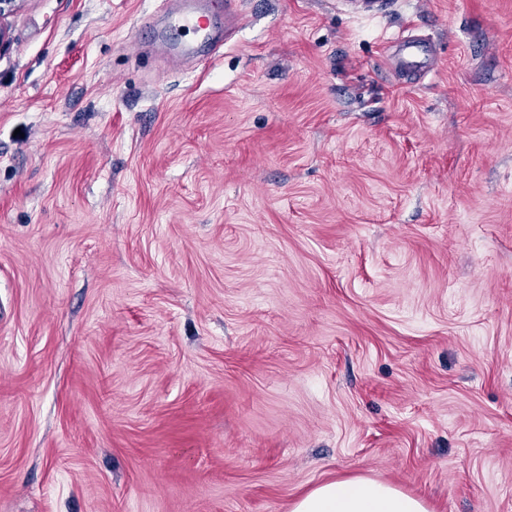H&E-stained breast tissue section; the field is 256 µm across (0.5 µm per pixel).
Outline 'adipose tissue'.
Masks as SVG:
<instances>
[{
	"instance_id": "adipose-tissue-1",
	"label": "adipose tissue",
	"mask_w": 512,
	"mask_h": 512,
	"mask_svg": "<svg viewBox=\"0 0 512 512\" xmlns=\"http://www.w3.org/2000/svg\"><path fill=\"white\" fill-rule=\"evenodd\" d=\"M291 512H429L402 490L367 477L317 485L296 500Z\"/></svg>"
}]
</instances>
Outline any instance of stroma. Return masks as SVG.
<instances>
[{"instance_id": "obj_1", "label": "stroma", "mask_w": 512, "mask_h": 512, "mask_svg": "<svg viewBox=\"0 0 512 512\" xmlns=\"http://www.w3.org/2000/svg\"><path fill=\"white\" fill-rule=\"evenodd\" d=\"M175 2L7 19L0 512H512V0ZM172 15L176 16L179 28H187L194 32L208 30L206 46L216 51L223 45L222 29L211 24L208 14H205V4L202 0H182L177 11ZM429 51L430 45L425 39L411 36L399 40L392 58L394 70L411 80L427 75L430 69L420 57L428 55ZM291 512H429L402 490L367 477L317 485L296 500Z\"/></svg>"}]
</instances>
